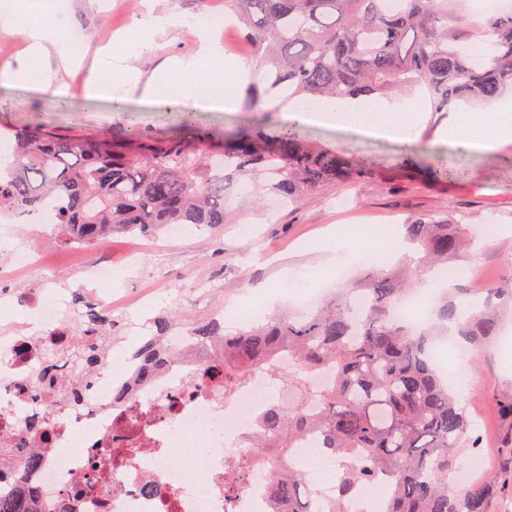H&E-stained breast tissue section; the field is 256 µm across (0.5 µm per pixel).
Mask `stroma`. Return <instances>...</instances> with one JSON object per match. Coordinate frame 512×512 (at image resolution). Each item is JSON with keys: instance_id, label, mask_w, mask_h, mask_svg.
Segmentation results:
<instances>
[{"instance_id": "stroma-1", "label": "stroma", "mask_w": 512, "mask_h": 512, "mask_svg": "<svg viewBox=\"0 0 512 512\" xmlns=\"http://www.w3.org/2000/svg\"><path fill=\"white\" fill-rule=\"evenodd\" d=\"M149 8L187 18L195 15L197 5L195 0H66L64 14L74 29L84 32L87 43L108 47L138 32ZM199 35V29L187 25L160 33L130 62L150 72L164 57L195 52ZM97 67L90 54L69 67L53 62L56 81L63 86L59 93L44 89L35 79L0 82V98L9 102L0 110V139L27 125L35 112L49 130L73 140L103 133L121 139L134 129L159 143L179 137L193 142L202 129L207 134L205 147L215 151L223 149L225 134L242 127L260 128L270 135L294 127L319 148L348 152L371 174L360 182L325 185L301 203L275 211L231 194L224 203L223 235L187 228L175 237L160 236L171 267V294L158 303L155 316L176 313L184 321L198 322L208 319L214 307L241 301L261 304L268 314L295 309L299 289L317 288L327 295L345 287L362 270L357 255L346 267L334 270V276H327L329 255L317 245L331 228L382 227L396 235L403 223L435 213L491 230L488 244L476 245L460 260L480 272L485 284L484 290H469L468 300L478 304L487 289L512 288V144L479 152L439 140L438 130L454 118L450 112H423L419 138L411 146L366 137L331 121L302 122L291 118L286 104L258 77L250 78L247 88L260 98V105L242 101L232 110L198 107L193 125L186 126L178 119L184 109L180 102L148 98L139 89H117L105 98L92 96L90 79ZM246 225L252 228L248 238L241 233ZM291 271L297 275L295 287L280 288ZM217 274L224 277L223 288L207 302H191L185 290L189 278ZM491 343L490 349L470 352L468 377L455 386L477 425L476 445L465 448L464 457H488L492 473L512 478V417L500 408L501 398L512 394L511 315Z\"/></svg>"}]
</instances>
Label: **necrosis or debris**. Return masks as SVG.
I'll return each instance as SVG.
<instances>
[{
	"instance_id": "4bbe7bcc",
	"label": "necrosis or debris",
	"mask_w": 512,
	"mask_h": 512,
	"mask_svg": "<svg viewBox=\"0 0 512 512\" xmlns=\"http://www.w3.org/2000/svg\"><path fill=\"white\" fill-rule=\"evenodd\" d=\"M116 270L110 254L91 266L87 295L104 317L113 305L149 317L156 295L143 291L113 301L109 286ZM43 278L37 292L21 296L0 290V494L24 486L38 506L59 501L70 490L67 512H274L263 479L244 478L233 499L224 496L229 451L250 458L259 438L260 417L277 408L282 396L260 378L233 395L204 387L196 379L214 351L213 343L172 325L166 350L171 367L156 381L133 382L131 350L106 355L81 384L78 404L47 400L39 374L54 363L58 382L72 366L48 354V344L82 339L76 323L60 318V302ZM46 425L30 435L28 451L42 461L20 463L14 443L32 419ZM132 449L123 459L124 449Z\"/></svg>"
}]
</instances>
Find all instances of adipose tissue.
Returning <instances> with one entry per match:
<instances>
[{
	"instance_id": "obj_1",
	"label": "adipose tissue",
	"mask_w": 512,
	"mask_h": 512,
	"mask_svg": "<svg viewBox=\"0 0 512 512\" xmlns=\"http://www.w3.org/2000/svg\"><path fill=\"white\" fill-rule=\"evenodd\" d=\"M34 16L27 25H19L16 16H9L7 23L19 27L28 42V61L17 70L0 74V80L14 82L28 79L30 62L49 67L51 59L67 60L70 48L65 37L67 24L57 20L56 0H35ZM221 51L209 35H202L198 54L162 59L150 77L130 66V48L116 46L110 63L101 66L91 84L98 94H106L119 87L143 86L146 94L184 103L196 102L201 93H208L210 99L223 102L226 109L238 104L249 81V70L244 65L235 66L232 74H225L223 67L216 63ZM338 109L344 112L354 127L378 130L392 135L404 143L414 142L413 130L417 124L415 110L386 100L357 98L339 103L338 106L324 104V111ZM442 140H460L472 149L493 151L512 143V103L500 104L488 119L460 117L457 122L440 129ZM364 248L379 249L392 257H401L405 252L403 242L388 237L379 231L366 233L348 227H337L334 234L324 238L319 248L327 252L338 251L347 244Z\"/></svg>"
}]
</instances>
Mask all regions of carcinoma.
Returning a JSON list of instances; mask_svg holds the SVG:
<instances>
[{"label":"carcinoma","instance_id":"1","mask_svg":"<svg viewBox=\"0 0 512 512\" xmlns=\"http://www.w3.org/2000/svg\"><path fill=\"white\" fill-rule=\"evenodd\" d=\"M456 0H224L253 46L252 63L267 71L270 89L286 101H346L376 96L402 102L421 89L435 112L461 103L495 101L512 90V10L488 15L469 44L457 34ZM13 162L0 176V211L34 214L58 197L57 242L91 247L109 234L158 235L176 224L214 232L224 226V202L233 184L253 192L258 181L285 200L299 201L325 184L366 174L340 151L310 147L293 128L278 136L238 130L221 152L182 141L154 143L132 131L122 141L108 135L83 140L47 130L34 112L12 133ZM485 229L433 216L405 225L417 258L405 269L371 266L324 304L307 311L246 324L233 334L215 321L190 330L218 343L204 376L229 394L259 373L288 392V404L265 419L257 460L224 476V490L258 467L274 512H349L356 489L389 475L385 512H490L505 492L492 476L468 489L448 488L461 468L460 450L473 441L459 400L437 376L428 355V332H414L393 308L424 269L446 270ZM449 288L435 312L439 324L475 351L488 346L502 313L512 309V288H492L491 305L456 302ZM368 300L360 314L357 295ZM77 323L94 339L75 344L78 371L91 373L112 345V323L89 307ZM173 321L159 318L137 349L141 377L153 380L162 364L159 344ZM295 364L283 372L277 359ZM325 373L327 384L305 386ZM336 455V495L309 484L283 452L301 450L308 437ZM0 512H36L24 493L0 496Z\"/></svg>","mask_w":512,"mask_h":512}]
</instances>
